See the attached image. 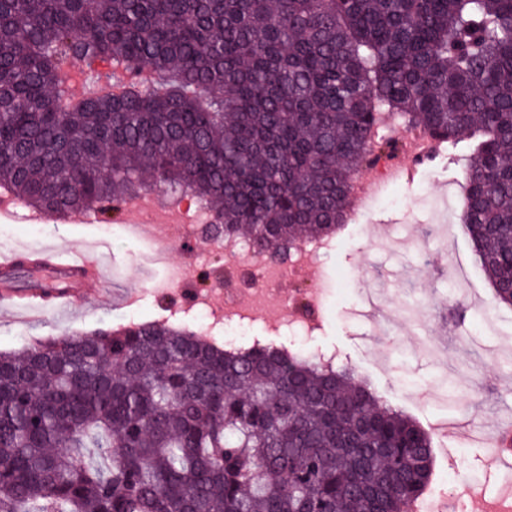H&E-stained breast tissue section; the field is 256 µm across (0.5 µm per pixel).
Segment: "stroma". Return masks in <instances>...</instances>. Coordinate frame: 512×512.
<instances>
[{"mask_svg": "<svg viewBox=\"0 0 512 512\" xmlns=\"http://www.w3.org/2000/svg\"><path fill=\"white\" fill-rule=\"evenodd\" d=\"M468 156L462 147L442 149L430 168L418 169L408 184L390 188L369 216V233L381 236L390 226H398L414 245L428 244L431 256L417 252L414 245L395 252L372 250L365 240L345 231L324 265L308 269L303 282H281L278 292L291 298L298 288L323 287L337 274L361 268L409 271L407 279H389L385 292L395 300L416 297L427 306L430 319L422 328L399 326L397 348L390 350L366 339L359 321L363 303L356 294L342 298L328 294L323 330L311 344L334 348L388 403L431 432L434 472L457 467L450 494L464 502L466 512H482L486 500L512 486L502 480L500 471L484 470V444L464 443L454 422L467 419L472 429L480 431L497 415L512 410V360L491 357L494 350H512V309L492 302V287L462 225L454 224L446 243H438L427 208L433 198L447 197L449 190L463 191ZM0 237L5 240L0 248L7 252L25 248L85 251L103 259L110 275L109 283L87 286L92 300L88 309L64 318L52 312L32 319L0 310L2 352H18L51 336L123 324L133 307L139 320H161L187 302L185 291L156 290L167 269L152 261L147 244L122 235H103L98 224L51 219L43 233L33 236L22 223H0ZM453 261L464 274L462 291L455 299L448 295V267ZM426 336L447 350V366L420 349Z\"/></svg>", "mask_w": 512, "mask_h": 512, "instance_id": "35a3bbf8", "label": "stroma"}]
</instances>
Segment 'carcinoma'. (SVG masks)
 Segmentation results:
<instances>
[{
  "label": "carcinoma",
  "mask_w": 512,
  "mask_h": 512,
  "mask_svg": "<svg viewBox=\"0 0 512 512\" xmlns=\"http://www.w3.org/2000/svg\"><path fill=\"white\" fill-rule=\"evenodd\" d=\"M383 111L468 134L459 219L512 307V0H0V187L40 211L190 194L281 261L336 234ZM432 472L348 366L160 321L0 353V512H406Z\"/></svg>",
  "instance_id": "cac0c4a2"
}]
</instances>
